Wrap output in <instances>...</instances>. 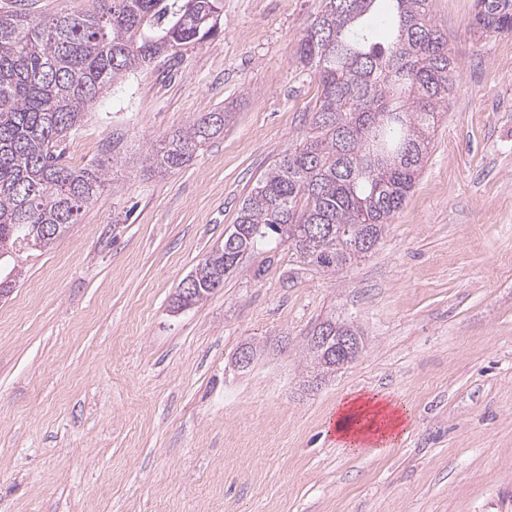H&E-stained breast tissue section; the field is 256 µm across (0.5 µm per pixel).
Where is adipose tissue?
<instances>
[{
    "mask_svg": "<svg viewBox=\"0 0 512 512\" xmlns=\"http://www.w3.org/2000/svg\"><path fill=\"white\" fill-rule=\"evenodd\" d=\"M406 420V408L387 406L375 395L354 394L338 404L335 430L342 447L359 452L377 439L396 441Z\"/></svg>",
    "mask_w": 512,
    "mask_h": 512,
    "instance_id": "obj_1",
    "label": "adipose tissue"
}]
</instances>
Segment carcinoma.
Segmentation results:
<instances>
[{"instance_id":"cac0c4a2","label":"carcinoma","mask_w":512,"mask_h":512,"mask_svg":"<svg viewBox=\"0 0 512 512\" xmlns=\"http://www.w3.org/2000/svg\"><path fill=\"white\" fill-rule=\"evenodd\" d=\"M390 3L387 42L370 20ZM223 0H98L93 12L32 20L0 13V262L54 245L103 190L104 162L75 169L62 144L85 108L145 66L219 32ZM300 40L319 95L312 132L286 150L243 202L224 244L189 274L194 305L224 285L244 256L291 239L306 264L334 270L382 238L424 166L430 129L452 90L448 39L429 17L430 0H323ZM474 25L512 33V0H477ZM227 114L205 112L139 157L146 171L184 167L224 133ZM328 342L307 338L315 375L347 358L353 326L333 318Z\"/></svg>"}]
</instances>
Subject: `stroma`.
Segmentation results:
<instances>
[{
	"mask_svg": "<svg viewBox=\"0 0 512 512\" xmlns=\"http://www.w3.org/2000/svg\"><path fill=\"white\" fill-rule=\"evenodd\" d=\"M96 0H0L30 19ZM322 0H224L217 36L104 93L67 142L108 180L0 301V512H512V34L475 0H431L453 90L375 250L335 271L287 245L244 258L174 312L179 283L236 222L260 176L311 129L297 59ZM221 136L167 175L134 157L198 113ZM121 137L129 161L109 160ZM334 315L356 360L302 384L307 333ZM260 346L253 368L237 349ZM373 392L403 438L354 453L327 433Z\"/></svg>",
	"mask_w": 512,
	"mask_h": 512,
	"instance_id": "obj_1",
	"label": "stroma"
}]
</instances>
